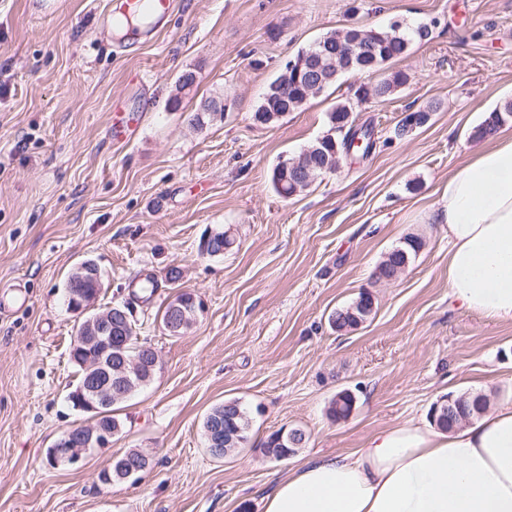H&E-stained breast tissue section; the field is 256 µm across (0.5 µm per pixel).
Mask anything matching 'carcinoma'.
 <instances>
[{
    "label": "carcinoma",
    "instance_id": "obj_1",
    "mask_svg": "<svg viewBox=\"0 0 512 512\" xmlns=\"http://www.w3.org/2000/svg\"><path fill=\"white\" fill-rule=\"evenodd\" d=\"M435 22L421 23L412 31L403 29L401 23L394 21L386 27L365 29L360 26H351L336 31H331L317 40L311 47L302 51L308 55V63L322 70L325 82L318 85L312 79L302 80L301 84L293 83L285 69H280L271 81L264 98L254 112V119L262 124H268L279 120L289 112H295L303 108L311 99L320 96L347 73L374 74L385 69V66L405 55L414 40L423 41L432 33ZM365 33V38L370 40V52L366 57L350 56L344 51V43L351 36ZM409 76L403 71H393L385 74L369 87H360L363 95L385 100L395 91L408 83ZM351 106L348 101H338L328 113L331 128L344 133L340 139L331 135H325L317 139L306 150L301 152L295 160L298 161L296 169L304 172V177L310 181H300L293 173L280 166H275L272 171L271 183L275 192L286 198L296 192L310 190L315 181L325 173L327 161L335 151L340 155L347 152L349 139L359 136L367 142L362 149L363 154H368L373 148L371 145L373 131L368 127H356L352 113L347 110ZM221 108L215 100H208L201 106L200 111L192 116V123L198 127L204 126L214 119L213 111ZM512 117V100H506L502 105L489 113L484 121L474 128L471 137L480 140L495 132L502 124ZM423 247V240L415 235L404 238L402 244L390 252L378 264L375 276L377 279H388L399 275ZM132 296L140 303L149 305L160 283L151 273L139 275L132 281ZM375 309L374 295L365 290L350 304L333 311L328 322L338 332H347L355 329L359 322L368 320ZM486 408V399L479 393L461 395L449 401L448 413L442 418L434 420V423L442 430L448 431L457 424L466 421L476 415H480ZM218 419L224 423V431L228 435L238 438H249L250 415L246 408L237 401L229 400L211 409L206 415L203 428H208L211 420ZM306 443L305 433H300L295 438H290L289 433L275 431L264 442L262 450L277 458L293 456L299 448ZM149 466L143 452L135 448L125 451L109 465V471H103L99 475L100 482L110 484L120 480L117 470L123 465Z\"/></svg>",
    "mask_w": 512,
    "mask_h": 512
}]
</instances>
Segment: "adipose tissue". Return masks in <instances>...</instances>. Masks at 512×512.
<instances>
[{
	"label": "adipose tissue",
	"mask_w": 512,
	"mask_h": 512,
	"mask_svg": "<svg viewBox=\"0 0 512 512\" xmlns=\"http://www.w3.org/2000/svg\"><path fill=\"white\" fill-rule=\"evenodd\" d=\"M443 200L452 297L512 322V133L452 171ZM264 512H512V403L449 431L408 421L313 456L278 479Z\"/></svg>",
	"instance_id": "ef3b65f1"
}]
</instances>
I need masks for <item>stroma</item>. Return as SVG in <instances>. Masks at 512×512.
<instances>
[{
    "instance_id": "35a3bbf8",
    "label": "stroma",
    "mask_w": 512,
    "mask_h": 512,
    "mask_svg": "<svg viewBox=\"0 0 512 512\" xmlns=\"http://www.w3.org/2000/svg\"><path fill=\"white\" fill-rule=\"evenodd\" d=\"M105 5L0 0V288L28 296L0 316V512H263L276 479L309 456L429 421L443 396L512 401V322L451 299L440 222L449 173L483 146L473 128L512 99V0H176L147 44L100 24ZM430 20L429 40L389 63L410 81L386 100H355L371 78L349 74L302 110L255 121L278 70L328 31ZM189 71L194 84L178 90ZM210 98L223 118L193 127ZM346 100L373 127L374 149L342 158L303 194L277 195L274 166L328 134V112ZM116 102L137 112L125 143L112 138ZM425 108L428 122L396 137L404 116ZM212 230L235 240L223 256L199 252ZM410 234L422 250L396 280L376 282L379 262ZM88 260L103 275L100 310L129 301L139 274L161 280L133 313L159 364L116 404L111 447L54 464L49 448L90 418L69 400L81 317L64 302L69 275ZM173 266L174 286L164 281ZM366 288L374 314L332 330L329 315ZM179 289L206 309L170 336L156 313ZM342 390L356 405L335 422L327 410ZM230 399L249 410L250 439L215 460L202 423ZM281 428L303 430L306 444L285 461L263 457ZM131 448L150 455V469L101 483Z\"/></svg>"
}]
</instances>
